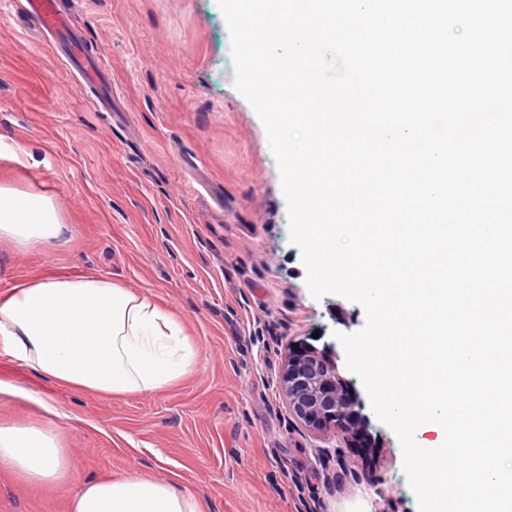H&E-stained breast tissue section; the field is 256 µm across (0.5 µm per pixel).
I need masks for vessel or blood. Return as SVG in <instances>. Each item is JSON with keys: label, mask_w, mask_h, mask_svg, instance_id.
<instances>
[{"label": "vessel or blood", "mask_w": 512, "mask_h": 512, "mask_svg": "<svg viewBox=\"0 0 512 512\" xmlns=\"http://www.w3.org/2000/svg\"><path fill=\"white\" fill-rule=\"evenodd\" d=\"M19 3L24 16L37 29L56 33L57 54L66 59L72 69L80 74L84 84L94 87L104 102H111V83L107 82L105 73L81 56L79 46L82 37L67 26L60 13L59 0H19Z\"/></svg>", "instance_id": "vessel-or-blood-1"}]
</instances>
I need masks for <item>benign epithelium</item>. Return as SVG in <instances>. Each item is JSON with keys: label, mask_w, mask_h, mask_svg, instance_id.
I'll return each instance as SVG.
<instances>
[{"label": "benign epithelium", "mask_w": 512, "mask_h": 512, "mask_svg": "<svg viewBox=\"0 0 512 512\" xmlns=\"http://www.w3.org/2000/svg\"><path fill=\"white\" fill-rule=\"evenodd\" d=\"M335 345L309 337L288 346L281 387L288 411L326 438L341 434L347 448L364 446L370 422L360 393L341 374Z\"/></svg>", "instance_id": "7a95c632"}]
</instances>
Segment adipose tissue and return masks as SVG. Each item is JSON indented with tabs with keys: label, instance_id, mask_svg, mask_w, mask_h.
I'll use <instances>...</instances> for the list:
<instances>
[{
	"label": "adipose tissue",
	"instance_id": "1",
	"mask_svg": "<svg viewBox=\"0 0 512 512\" xmlns=\"http://www.w3.org/2000/svg\"><path fill=\"white\" fill-rule=\"evenodd\" d=\"M67 230L49 201L0 187V238L44 245ZM0 344L38 377L106 398L166 387L198 362L197 345L150 294L92 276L53 275L1 296ZM68 462L62 424L0 423V468L23 482L62 489ZM68 512H204V504L172 481L132 474L88 483Z\"/></svg>",
	"mask_w": 512,
	"mask_h": 512
}]
</instances>
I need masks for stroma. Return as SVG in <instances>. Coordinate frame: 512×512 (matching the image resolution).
I'll return each mask as SVG.
<instances>
[{
  "label": "stroma",
  "instance_id": "stroma-1",
  "mask_svg": "<svg viewBox=\"0 0 512 512\" xmlns=\"http://www.w3.org/2000/svg\"><path fill=\"white\" fill-rule=\"evenodd\" d=\"M112 80V109L66 75L13 0H0V187L49 198L60 244L0 240V295L52 274L146 291L199 347L196 372L104 398L37 377L0 346V421L69 417L65 487L0 469V512H67L89 482L137 474L202 494L205 512H418L396 435L345 453L288 412L290 342L353 334L362 306L313 298L263 123L233 85L217 0H64ZM384 496H377L374 484Z\"/></svg>",
  "mask_w": 512,
  "mask_h": 512
}]
</instances>
